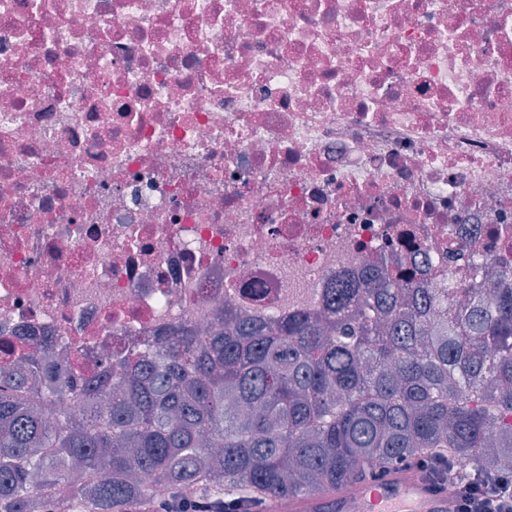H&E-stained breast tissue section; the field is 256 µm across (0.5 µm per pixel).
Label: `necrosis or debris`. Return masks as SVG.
I'll return each instance as SVG.
<instances>
[{
    "label": "necrosis or debris",
    "instance_id": "4bbe7bcc",
    "mask_svg": "<svg viewBox=\"0 0 512 512\" xmlns=\"http://www.w3.org/2000/svg\"><path fill=\"white\" fill-rule=\"evenodd\" d=\"M496 263L512 0H0V352Z\"/></svg>",
    "mask_w": 512,
    "mask_h": 512
}]
</instances>
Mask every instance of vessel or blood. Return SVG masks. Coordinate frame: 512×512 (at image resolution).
Instances as JSON below:
<instances>
[{"mask_svg":"<svg viewBox=\"0 0 512 512\" xmlns=\"http://www.w3.org/2000/svg\"><path fill=\"white\" fill-rule=\"evenodd\" d=\"M452 491H440L420 471L394 465L356 482L351 493L326 489L272 501L268 512H454Z\"/></svg>","mask_w":512,"mask_h":512,"instance_id":"obj_1","label":"vessel or blood"}]
</instances>
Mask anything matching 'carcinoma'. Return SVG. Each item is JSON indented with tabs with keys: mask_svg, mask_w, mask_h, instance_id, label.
<instances>
[{
	"mask_svg": "<svg viewBox=\"0 0 512 512\" xmlns=\"http://www.w3.org/2000/svg\"><path fill=\"white\" fill-rule=\"evenodd\" d=\"M0 357V512H263L376 463L447 462L490 482L512 451V282H338L322 317L171 326L97 375Z\"/></svg>",
	"mask_w": 512,
	"mask_h": 512,
	"instance_id": "carcinoma-1",
	"label": "carcinoma"
}]
</instances>
